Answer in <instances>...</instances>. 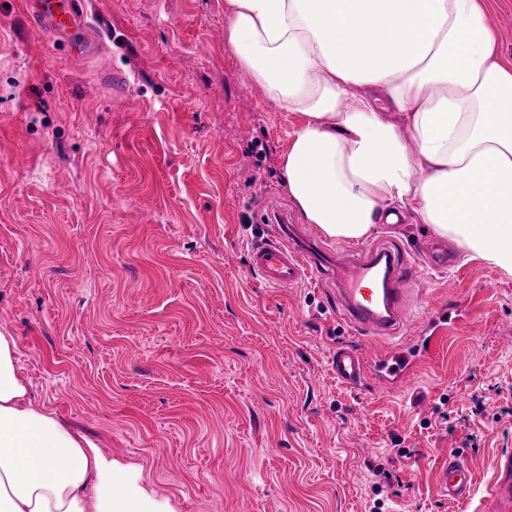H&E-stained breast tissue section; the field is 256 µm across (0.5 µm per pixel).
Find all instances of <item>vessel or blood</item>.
Segmentation results:
<instances>
[{
    "mask_svg": "<svg viewBox=\"0 0 512 512\" xmlns=\"http://www.w3.org/2000/svg\"><path fill=\"white\" fill-rule=\"evenodd\" d=\"M26 15L31 27L49 35L60 55L67 59L90 58L101 42L99 30L90 22L84 0H26ZM250 265L271 288H284L324 275L337 278L342 286L339 299L345 320L354 334L377 341L373 355H364L351 346L336 347L330 354L329 370L343 387L357 389L366 377H374L380 388L393 386L413 371L414 354L437 349L448 329L447 312L430 317L418 348H411L400 336L401 325L411 318L405 283L410 270L408 259L390 250L374 249L337 255L323 262L301 250L270 225L266 236L250 251ZM495 480L489 490L490 512H512V455L498 456ZM476 474L460 456L449 454L437 472L441 498L460 504L471 499Z\"/></svg>",
    "mask_w": 512,
    "mask_h": 512,
    "instance_id": "1",
    "label": "vessel or blood"
}]
</instances>
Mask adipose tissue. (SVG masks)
<instances>
[{
	"mask_svg": "<svg viewBox=\"0 0 512 512\" xmlns=\"http://www.w3.org/2000/svg\"><path fill=\"white\" fill-rule=\"evenodd\" d=\"M238 62L299 113L281 163L306 223L358 241L416 214L512 275V60L485 0H226ZM0 512H172L56 413L0 332Z\"/></svg>",
	"mask_w": 512,
	"mask_h": 512,
	"instance_id": "1",
	"label": "adipose tissue"
}]
</instances>
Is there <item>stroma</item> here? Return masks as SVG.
<instances>
[{"instance_id": "35a3bbf8", "label": "stroma", "mask_w": 512, "mask_h": 512, "mask_svg": "<svg viewBox=\"0 0 512 512\" xmlns=\"http://www.w3.org/2000/svg\"><path fill=\"white\" fill-rule=\"evenodd\" d=\"M225 2L90 0L85 64L0 0V331L33 398L173 512H480L512 453V275L456 247L427 267L418 218L376 225L364 246L415 265L416 316L463 315L398 387L340 386L335 281L270 288L249 264L278 216L337 242L288 197L301 116L241 68ZM451 451L471 502L437 494Z\"/></svg>"}]
</instances>
